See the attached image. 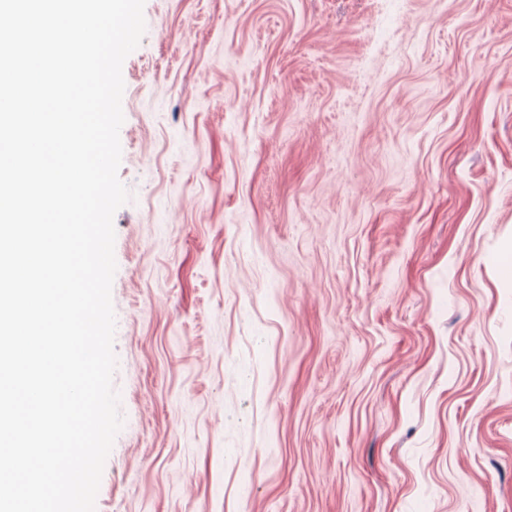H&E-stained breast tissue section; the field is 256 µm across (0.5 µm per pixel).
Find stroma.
Returning <instances> with one entry per match:
<instances>
[{
  "mask_svg": "<svg viewBox=\"0 0 512 512\" xmlns=\"http://www.w3.org/2000/svg\"><path fill=\"white\" fill-rule=\"evenodd\" d=\"M95 512H512V0H145Z\"/></svg>",
  "mask_w": 512,
  "mask_h": 512,
  "instance_id": "stroma-1",
  "label": "stroma"
}]
</instances>
